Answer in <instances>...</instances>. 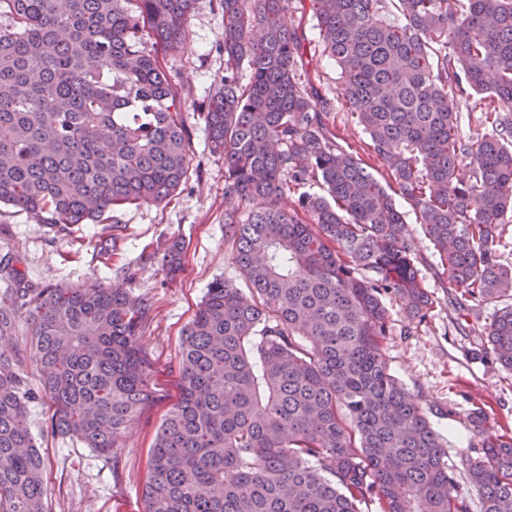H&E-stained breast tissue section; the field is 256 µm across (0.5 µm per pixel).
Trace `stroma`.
Instances as JSON below:
<instances>
[{
  "label": "stroma",
  "mask_w": 512,
  "mask_h": 512,
  "mask_svg": "<svg viewBox=\"0 0 512 512\" xmlns=\"http://www.w3.org/2000/svg\"><path fill=\"white\" fill-rule=\"evenodd\" d=\"M293 12L305 35L301 61L328 118L340 137L362 145L368 137L341 106V81L335 62L322 52L310 0H293ZM221 14L215 0H197L186 40L164 59L166 71L181 86V116L191 136V172L170 198L123 206L106 212L96 224H78L59 233L36 224L25 212L0 207V257L12 258L26 280L43 286L78 284L95 277L122 288L148 306L139 345L151 362L152 401L112 453L51 433L47 399L31 403L28 425L44 460L48 512H141L142 488L157 430L180 396L178 360L182 333L200 306L208 284L218 276L237 288L247 283L224 243V213L238 208L224 192V161L211 151L198 105L217 90L224 77ZM411 231L418 268L437 303L425 321L409 316L402 301L385 297L389 334L383 352L393 372L415 397L435 427L448 439V466L463 473L475 457L479 439L468 424L475 408L487 413V425L512 424V371L493 358H479L485 343L479 330L493 311L461 316L438 257L424 236L408 200L396 198ZM182 238L186 249L176 273L161 263H142L164 241ZM108 255H101V247Z\"/></svg>",
  "instance_id": "stroma-1"
}]
</instances>
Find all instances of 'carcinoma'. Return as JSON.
Wrapping results in <instances>:
<instances>
[{"label": "carcinoma", "mask_w": 512, "mask_h": 512, "mask_svg": "<svg viewBox=\"0 0 512 512\" xmlns=\"http://www.w3.org/2000/svg\"><path fill=\"white\" fill-rule=\"evenodd\" d=\"M311 0L346 112L369 137L338 143L298 72L292 0H219L224 83L205 102L224 158L232 260L251 298L211 281L183 331L180 397L151 450L142 512H471L434 428L383 354L388 310L434 308L394 195L411 201L463 310L494 313L484 353L512 370V0ZM197 0H0V205L63 232L169 198L190 173L180 91L161 57ZM152 48H146V40ZM486 132L464 135L472 94ZM471 167L467 181L455 172ZM317 179L327 195L301 193ZM185 241L148 259L175 270ZM0 339L27 325L40 391L0 345V512H46L28 404L51 432L108 453L152 400L138 345L146 305L97 280L36 287L10 264ZM479 438L465 480L479 512H512V427Z\"/></svg>", "instance_id": "cac0c4a2"}]
</instances>
